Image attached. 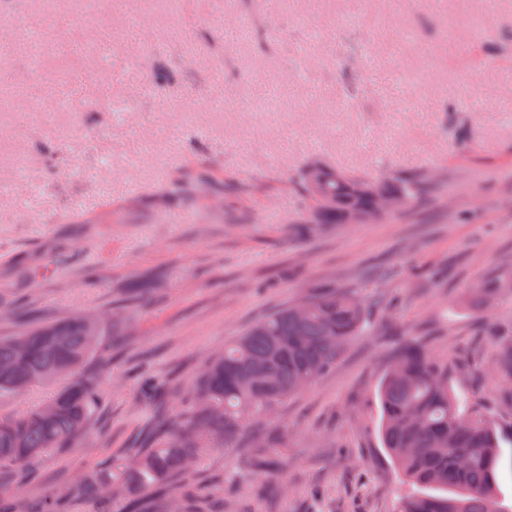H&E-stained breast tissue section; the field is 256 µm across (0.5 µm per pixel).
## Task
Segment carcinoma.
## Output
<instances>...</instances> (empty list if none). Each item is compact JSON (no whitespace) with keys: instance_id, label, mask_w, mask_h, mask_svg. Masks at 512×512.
<instances>
[{"instance_id":"cac0c4a2","label":"carcinoma","mask_w":512,"mask_h":512,"mask_svg":"<svg viewBox=\"0 0 512 512\" xmlns=\"http://www.w3.org/2000/svg\"><path fill=\"white\" fill-rule=\"evenodd\" d=\"M368 178L311 168L299 176L312 210L313 224H350L357 211L374 205ZM390 193L408 203L428 187L422 178L381 179ZM143 276L124 289L135 298L152 289ZM512 267L473 287L476 308L512 295ZM295 307L277 310L224 344L211 356L185 406L167 405L165 388L153 385L144 397L155 421L126 452L129 462L114 473L102 470L74 482L62 480L34 498L0 485V512H65L66 501L92 504V512H111L112 502L127 497L123 512H199L203 493L191 468L210 445H234L250 423L273 411L289 396L308 388L336 367L352 339L363 332L366 305L330 288L313 291ZM494 369L512 381V326L501 332ZM100 370H112V353L100 326L84 317L38 323L14 336L0 337V395L64 381L46 403L24 413L0 414V476L28 484L32 465L52 449L67 448L84 436L90 419L105 405L99 376H77L92 358ZM382 443L414 488H435L439 495L412 492L397 512H512L497 495L501 448L512 447V425L503 428L490 416L468 411L454 394L448 367L437 362L416 337L406 339L393 356L379 388Z\"/></svg>"}]
</instances>
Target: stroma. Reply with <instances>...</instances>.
Segmentation results:
<instances>
[{"label":"stroma","instance_id":"35a3bbf8","mask_svg":"<svg viewBox=\"0 0 512 512\" xmlns=\"http://www.w3.org/2000/svg\"><path fill=\"white\" fill-rule=\"evenodd\" d=\"M315 164L427 176L430 198L293 232ZM512 264V0H0V336L105 316V412L36 464H122L153 419L136 369L183 405L208 357L328 286L372 299L335 368L193 473L224 512H396L377 395L405 334L477 413L512 422L459 291ZM154 276L152 291L123 287Z\"/></svg>","mask_w":512,"mask_h":512}]
</instances>
